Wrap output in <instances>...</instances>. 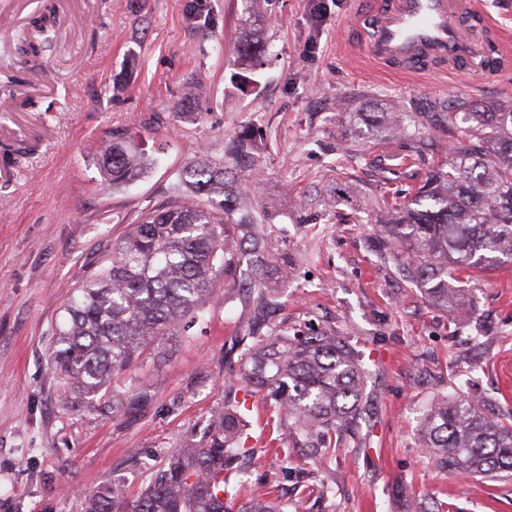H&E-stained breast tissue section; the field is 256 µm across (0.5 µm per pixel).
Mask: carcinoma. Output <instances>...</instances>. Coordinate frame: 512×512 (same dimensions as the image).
I'll list each match as a JSON object with an SVG mask.
<instances>
[{
  "label": "carcinoma",
  "mask_w": 512,
  "mask_h": 512,
  "mask_svg": "<svg viewBox=\"0 0 512 512\" xmlns=\"http://www.w3.org/2000/svg\"><path fill=\"white\" fill-rule=\"evenodd\" d=\"M238 65L255 66L261 50L249 32ZM412 112L410 125L363 113L371 135L416 138L446 117L453 122L448 170L428 171L411 199L391 207L383 244L405 255L398 270L439 309H463L466 289L448 287L454 273L490 271L512 259V100L478 110L461 98ZM234 161L256 162L248 135L230 141ZM98 166L108 188L142 174L146 157L131 141L114 139ZM244 188L224 164L200 159L179 175L177 195L161 202L105 250L99 270L85 276L55 333L52 365L64 394L81 405L110 379L138 364L144 352L163 353L166 337L185 336L217 304L216 262L233 268L252 318L226 350L228 392L249 388L269 411L291 422L289 436L321 457L362 439L367 415L366 374L352 345L334 330L301 335L270 327L288 270L277 265L263 226L238 215ZM244 420L230 405L214 415L200 439L171 456L133 501L118 485L86 495V512H288V506L250 498L234 506L225 488L238 478ZM420 442L443 468L461 476L512 474V425L489 417L472 398L439 401L420 428Z\"/></svg>",
  "instance_id": "obj_1"
}]
</instances>
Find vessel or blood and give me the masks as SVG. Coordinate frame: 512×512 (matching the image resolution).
<instances>
[{"instance_id": "vessel-or-blood-1", "label": "vessel or blood", "mask_w": 512, "mask_h": 512, "mask_svg": "<svg viewBox=\"0 0 512 512\" xmlns=\"http://www.w3.org/2000/svg\"><path fill=\"white\" fill-rule=\"evenodd\" d=\"M467 17L482 19L478 0H383L369 17L365 55L408 74L473 60L481 47L463 24Z\"/></svg>"}]
</instances>
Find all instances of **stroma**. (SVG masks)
<instances>
[{"mask_svg":"<svg viewBox=\"0 0 512 512\" xmlns=\"http://www.w3.org/2000/svg\"><path fill=\"white\" fill-rule=\"evenodd\" d=\"M96 2L95 25L44 35L40 60L57 81L38 102L39 121L26 125L13 105L0 111V128L26 126L37 146L0 183V512H85V492L112 483L135 499L223 408L225 345L249 319L237 295L82 407L64 403L50 364L64 305L86 272L202 157L244 183L248 210L293 273L270 320L291 333L335 329L367 373L364 441L327 461L289 443L275 451L278 423L262 396L237 391L253 451L240 497L300 502L302 512H395L401 488L426 508L439 500L448 512H512V478L459 479L418 441L442 396L481 398L489 416L512 422V263L470 283L468 318L432 307L377 244L389 201L445 163L449 134L429 125L419 142L379 144L354 130L359 112L510 99L512 71H486L478 59L463 79L378 70L361 46L376 0H325L319 19L310 0H261L262 63L249 70L234 64L244 0ZM26 34L19 24L0 36V97L25 75L15 47ZM244 130L259 170L225 156ZM130 132L150 168L105 189L97 154ZM418 149L424 161L408 162ZM142 387L151 397L137 409L112 398Z\"/></svg>","mask_w":512,"mask_h":512,"instance_id":"35a3bbf8","label":"stroma"}]
</instances>
